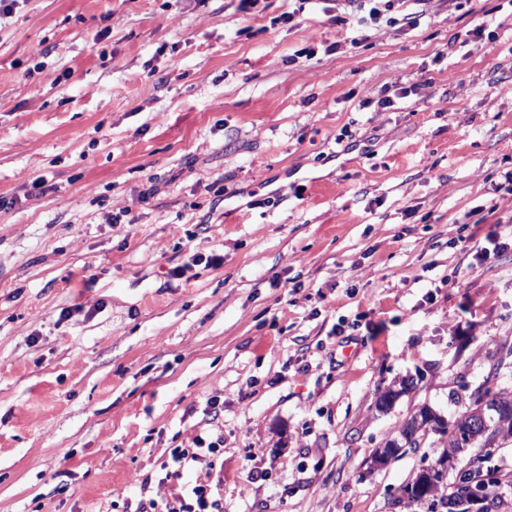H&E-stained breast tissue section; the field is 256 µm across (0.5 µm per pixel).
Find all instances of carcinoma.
<instances>
[{
  "instance_id": "cac0c4a2",
  "label": "carcinoma",
  "mask_w": 512,
  "mask_h": 512,
  "mask_svg": "<svg viewBox=\"0 0 512 512\" xmlns=\"http://www.w3.org/2000/svg\"><path fill=\"white\" fill-rule=\"evenodd\" d=\"M490 395L499 398V409L485 414V432L472 439L467 447H461L449 439L439 452L441 456L448 452L454 454V481L450 483L448 477L438 471L421 466L400 488L398 503L405 507L422 502L436 503L446 512H470L471 503L480 498L495 500L497 508L508 506L501 488H512V473L500 470L492 464V460L498 451L512 446V391L498 387L491 389L483 383L471 393L466 410L454 421L445 422L424 405L410 416L404 427H411L418 418L422 420L423 428L412 432L414 447L417 448L430 431L449 436L451 431L466 426L474 418L479 405ZM392 447L393 440L389 439L384 447L374 449L370 455V466L382 462L387 467L397 461L398 456L391 451Z\"/></svg>"
}]
</instances>
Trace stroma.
I'll list each match as a JSON object with an SVG mask.
<instances>
[{"mask_svg": "<svg viewBox=\"0 0 512 512\" xmlns=\"http://www.w3.org/2000/svg\"><path fill=\"white\" fill-rule=\"evenodd\" d=\"M237 6L0 15V512H136L211 475L223 512H431L395 500L442 436L365 462L512 346V252L474 259L512 238V0L362 31ZM198 435L212 469L167 476Z\"/></svg>", "mask_w": 512, "mask_h": 512, "instance_id": "35a3bbf8", "label": "stroma"}]
</instances>
